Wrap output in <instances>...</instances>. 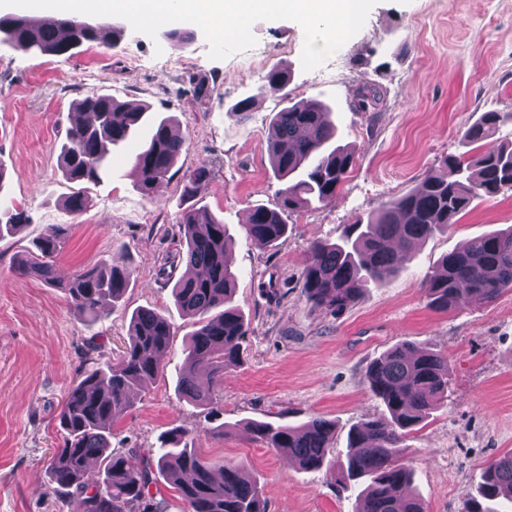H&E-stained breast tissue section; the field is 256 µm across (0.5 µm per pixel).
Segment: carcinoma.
<instances>
[{"instance_id": "1", "label": "carcinoma", "mask_w": 512, "mask_h": 512, "mask_svg": "<svg viewBox=\"0 0 512 512\" xmlns=\"http://www.w3.org/2000/svg\"><path fill=\"white\" fill-rule=\"evenodd\" d=\"M10 22L15 49L35 55L66 54L86 42L110 49L122 36L120 28L90 29L73 16L43 27L29 24L21 15L10 16ZM287 84L288 76L273 69L256 95L285 98ZM379 102L378 91L366 87L357 94L353 111L368 112ZM78 109L92 114L93 121H76L68 128L60 170L70 183L95 184L109 169L112 148L129 139L146 107L109 94H91ZM503 120L500 112L483 113L462 132L463 144L492 138ZM173 131L164 118L154 123L131 159L136 184L147 196L167 178L185 149V138ZM268 146L275 176L284 187L278 192L277 207H254L244 224L261 248L276 245L287 234L284 213L335 201L354 163L352 151L336 144L332 113L315 101L276 112L269 123ZM209 178L210 170L203 165L187 171L185 200L193 199ZM510 190L512 143L498 144L474 158H445L441 170L428 174L421 186L356 219L338 242L313 243L302 273L303 295L315 309L333 317L342 314L366 288L385 282L411 262L424 241L457 223L475 199ZM88 204L85 190L79 188L67 197L65 209L78 216ZM27 220L22 211H0V235ZM180 223L186 229L184 259L190 274L173 292L179 307L197 318V325L185 349L178 385L186 398L208 406L213 404L214 389L224 382V370L241 363L248 324L232 304L237 274L227 259L224 222L192 204L183 210ZM66 239V228L56 226L35 244L36 253L21 262L17 274L56 282V259ZM130 276L127 269L94 267L68 281L65 291L73 309L95 324L105 317L106 306L123 297ZM425 289L430 305L440 311L473 297L493 301L511 292L512 227L478 236L464 249L446 255L426 278ZM129 336V346L116 362L88 372L68 390L59 418L63 447L49 465L51 488L78 495L79 512H161L150 492L160 474L173 485L185 512H266L261 487L240 463H216L180 447L185 436L181 429L170 431L163 447L148 453L138 467L112 451V426L158 376L173 331L162 315L141 310L131 317ZM365 378L387 416L353 426L341 459L332 456L335 424L325 418L313 417L298 426L252 421L248 430L304 471L324 468L346 489L362 486L354 512H426L412 489L404 441L448 397V359L406 340L374 359ZM94 460L104 463L97 476L90 470ZM465 512H512V452L486 467Z\"/></svg>"}]
</instances>
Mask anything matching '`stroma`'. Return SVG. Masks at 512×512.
Wrapping results in <instances>:
<instances>
[{
	"label": "stroma",
	"mask_w": 512,
	"mask_h": 512,
	"mask_svg": "<svg viewBox=\"0 0 512 512\" xmlns=\"http://www.w3.org/2000/svg\"><path fill=\"white\" fill-rule=\"evenodd\" d=\"M111 23L123 35L110 49L86 43L35 56L0 44V204L29 217L0 238V512H76V497L49 486L51 457L63 445L64 397L91 369L115 362L140 309L163 314L174 336L157 380L112 430V447L131 464L178 427L199 455L241 463L261 486L267 512H353V492L326 471L299 469L254 440L247 425L321 416L335 422L334 446L345 452L353 425L385 414L365 382L367 366L410 340L447 356L448 400L407 436L405 459L427 512H464L488 463L512 451V292L444 312L429 306L423 283L449 252L512 225V191L474 201L404 271L339 316L312 308L300 281L313 242L337 241L356 218L465 153L461 132L482 113H512V0H378L364 27L310 71L301 64L304 32L289 20L257 22L256 44L222 60L210 58L201 29L176 44L119 17ZM273 69L288 71L291 101L332 109L354 167L333 203L288 213L286 236L261 249L244 224L255 206L275 207L280 187L267 132L282 103L256 94ZM365 86L378 87L382 100L353 111ZM94 92L174 119L186 148L161 190L147 196L131 174L138 142L130 140L74 217L63 206L71 185L58 156L76 104ZM248 97L243 120L233 107ZM200 165L211 177L194 201L226 227L238 273L234 302L249 327L242 363L225 373L209 407L178 391L195 319L173 295L186 273L182 176ZM59 224L69 237L56 261L58 286L18 275L20 260ZM104 263L130 269L131 278L118 305L91 325L61 285Z\"/></svg>",
	"instance_id": "obj_1"
}]
</instances>
